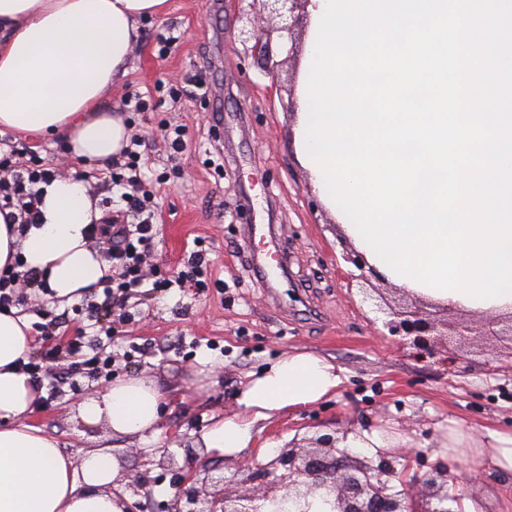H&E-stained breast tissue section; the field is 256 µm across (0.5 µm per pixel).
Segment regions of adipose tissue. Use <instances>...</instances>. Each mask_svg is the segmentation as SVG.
Instances as JSON below:
<instances>
[{
    "instance_id": "ef3b65f1",
    "label": "adipose tissue",
    "mask_w": 512,
    "mask_h": 512,
    "mask_svg": "<svg viewBox=\"0 0 512 512\" xmlns=\"http://www.w3.org/2000/svg\"><path fill=\"white\" fill-rule=\"evenodd\" d=\"M167 0H0V128L60 137L77 160L107 166L120 158L131 130L104 100L128 73L139 22L162 16ZM102 218L84 181L56 177L41 186L37 223L18 227L0 215V270L23 262L39 272L48 295L70 303L101 287L112 267L87 237ZM28 316L0 312V512H122L108 486L117 465L92 449L74 464L32 416L44 392L23 369L32 349ZM341 383L336 366L293 351L251 379L239 413L213 416L201 443L214 458L255 448L254 427L273 414L319 402ZM162 393L149 379L129 377L79 402L81 417L106 422L113 434L154 432ZM443 454L471 449L512 471V435L478 437L449 429Z\"/></svg>"
}]
</instances>
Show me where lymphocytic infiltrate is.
<instances>
[{
	"mask_svg": "<svg viewBox=\"0 0 512 512\" xmlns=\"http://www.w3.org/2000/svg\"><path fill=\"white\" fill-rule=\"evenodd\" d=\"M144 145L141 137L131 136L123 154L122 171L110 174L109 185L115 203L133 216V223L93 224L89 227L90 238L108 236L112 239V246L103 258L111 263L114 275L105 290L119 304L143 288L151 294L174 287L201 289L206 287L209 275L208 266L197 250L190 253L188 269L179 276L150 277L144 273L143 267L150 256L156 235L153 179L144 171L147 164ZM2 171L9 172L10 177L0 179V205L17 208L22 223H35L40 202L36 186L53 177V170L45 167L42 160L34 156L17 162L11 156L4 155L0 157Z\"/></svg>",
	"mask_w": 512,
	"mask_h": 512,
	"instance_id": "f902f5d3",
	"label": "lymphocytic infiltrate"
}]
</instances>
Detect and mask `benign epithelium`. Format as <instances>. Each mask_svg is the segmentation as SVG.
<instances>
[{"label":"benign epithelium","instance_id":"7a95c632","mask_svg":"<svg viewBox=\"0 0 512 512\" xmlns=\"http://www.w3.org/2000/svg\"><path fill=\"white\" fill-rule=\"evenodd\" d=\"M262 4L263 26L251 18L252 6ZM307 0H234L240 17L246 19L239 29L238 40L246 46L256 66L279 82L282 62L274 60L273 34L287 35L289 46L283 47L286 58L297 52L293 34L302 23ZM354 266L347 273L349 286L357 285L362 302L372 303L375 317L370 325H382L379 335H389L397 343L413 349L422 362L436 360L456 364L465 360L450 345L458 348L478 346L492 339L512 355V314L480 315V325L455 317L451 307L430 303L418 296L407 302H390L379 289L368 291L373 271L366 269L362 255L353 251L345 257ZM347 438L342 432L319 434L306 444L279 449L265 464L252 467L240 463L235 471L210 467L196 449H186L183 462L168 448H155L150 463L162 469L191 471V476L174 485L176 512H278L282 505L288 512H310L309 498L318 496L331 505V512H459L460 497L452 491L454 477L449 467L437 462L424 469V461L409 448L398 454L378 451L374 456L341 448ZM401 468H396V465Z\"/></svg>","mask_w":512,"mask_h":512}]
</instances>
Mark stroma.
Wrapping results in <instances>:
<instances>
[{"instance_id": "1", "label": "stroma", "mask_w": 512, "mask_h": 512, "mask_svg": "<svg viewBox=\"0 0 512 512\" xmlns=\"http://www.w3.org/2000/svg\"><path fill=\"white\" fill-rule=\"evenodd\" d=\"M237 25L225 0H168L166 14L142 22L123 84L104 102L145 139L152 169L167 175L153 187L158 216L151 267L177 274L201 238L223 287L200 294L174 289L138 306L126 303L127 318L109 338L88 316L89 306L103 301L102 292L62 306L32 289L20 308L32 320L31 358L63 379L57 390L46 391L34 420L73 461L99 449L114 458L119 473H143L144 512H168L176 480L174 472L148 464L147 453L198 447L211 415L239 412L248 374L295 349L325 357L343 383L332 400L258 422L257 446L277 449L345 428L400 432L433 463L448 428L512 433L507 351L484 350L483 359H496L503 372L488 374L483 360H475L461 373L416 361L374 335L366 308L336 274L348 243L316 202L292 148L298 63L283 64L281 91L266 98V76L231 38ZM200 80L207 93L197 90ZM143 93L150 96L148 110L133 111L130 99ZM169 124L187 128V148L174 159L160 137ZM0 143L86 180L99 207L111 213L112 194L101 170H85L58 140L5 130ZM213 153L221 154V167L208 165ZM255 226L283 256L284 271L267 275L258 269L253 254L264 242H252ZM79 337L111 352L110 370H87L70 354V342ZM134 376L151 379L166 395L156 434L120 439L106 423L81 419V395ZM448 466L458 478L457 493L478 501L482 512H512V472L466 456L449 459Z\"/></svg>"}]
</instances>
